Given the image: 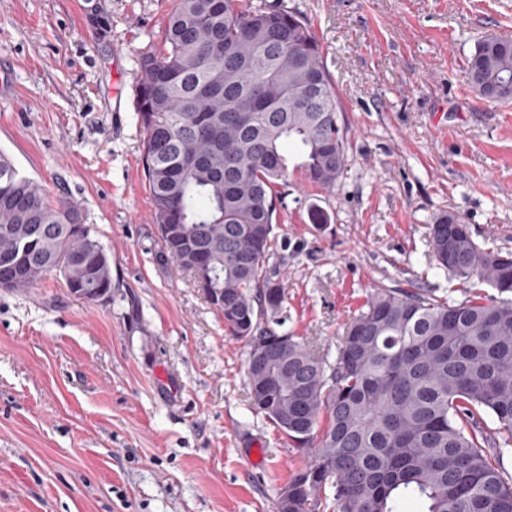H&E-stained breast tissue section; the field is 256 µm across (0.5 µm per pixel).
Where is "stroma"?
I'll list each match as a JSON object with an SVG mask.
<instances>
[{
	"mask_svg": "<svg viewBox=\"0 0 512 512\" xmlns=\"http://www.w3.org/2000/svg\"><path fill=\"white\" fill-rule=\"evenodd\" d=\"M273 3L343 105V173L324 191L290 171L268 261L284 330L332 364L373 288L463 300L429 248L440 212L512 252V103L464 80L477 41L512 38V0H248ZM174 6L0 0V151L112 253L107 304L55 275L0 289V512H272L308 460L253 409L248 349L200 281L159 259L135 86Z\"/></svg>",
	"mask_w": 512,
	"mask_h": 512,
	"instance_id": "1",
	"label": "stroma"
}]
</instances>
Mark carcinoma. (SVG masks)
Masks as SVG:
<instances>
[{
	"instance_id": "1",
	"label": "carcinoma",
	"mask_w": 512,
	"mask_h": 512,
	"mask_svg": "<svg viewBox=\"0 0 512 512\" xmlns=\"http://www.w3.org/2000/svg\"><path fill=\"white\" fill-rule=\"evenodd\" d=\"M139 67L143 171L163 253L201 274L229 335L266 343L262 361L247 359L252 406L311 457L288 482V512L313 501L324 512H512V481L490 459L512 445V253L481 248L461 216L438 214L433 255L474 292L451 303L375 289L329 373L304 340L266 327L286 299L266 268L288 184L284 146L323 190L345 158L341 105L311 30L277 5L177 0ZM466 79L512 101V39L479 40ZM51 275L76 297L112 294V256L78 210L51 204L0 154V280L23 291Z\"/></svg>"
}]
</instances>
